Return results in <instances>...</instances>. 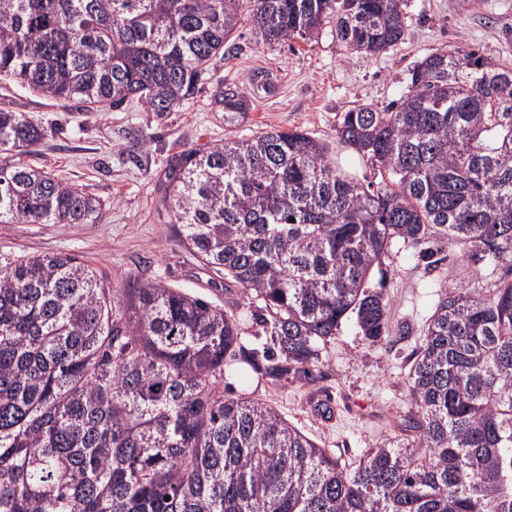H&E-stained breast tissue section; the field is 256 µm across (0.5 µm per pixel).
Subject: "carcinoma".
<instances>
[{
    "label": "carcinoma",
    "instance_id": "1",
    "mask_svg": "<svg viewBox=\"0 0 512 512\" xmlns=\"http://www.w3.org/2000/svg\"><path fill=\"white\" fill-rule=\"evenodd\" d=\"M404 0H253L266 42L326 19L369 56L404 38ZM242 0H0V76L52 99L169 112L210 79ZM408 93L343 113L336 143L263 131L173 156L184 239L259 304L268 374L306 371L350 322L394 332L383 283L398 243L448 241L512 273V68L436 49ZM228 117L249 100L221 84ZM46 135L0 109V224H88L80 186L21 159ZM241 320L161 283L105 287L66 254L0 251V512H512V278L438 293L396 437L353 464L268 404L224 397ZM170 500H165V497ZM342 156L347 158L351 164L356 169V172L361 179V182L364 184L365 187L370 184V190L376 189L378 186V183L381 181L380 175L377 173V171H373L371 167H368L366 163H364L361 159L359 160L357 154L353 152L351 149H343L341 151Z\"/></svg>",
    "mask_w": 512,
    "mask_h": 512
}]
</instances>
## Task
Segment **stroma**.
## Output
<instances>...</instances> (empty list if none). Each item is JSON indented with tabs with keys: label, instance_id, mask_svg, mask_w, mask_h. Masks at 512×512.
<instances>
[{
	"label": "stroma",
	"instance_id": "35a3bbf8",
	"mask_svg": "<svg viewBox=\"0 0 512 512\" xmlns=\"http://www.w3.org/2000/svg\"><path fill=\"white\" fill-rule=\"evenodd\" d=\"M403 12V42L374 57L346 49L332 19L311 40L272 44L242 21L237 37L212 60L209 84L171 112H150L133 101L99 111L0 80V109L30 113L50 129L33 162L102 203L92 224H0V247L69 254L119 292L160 282L247 315L241 347L228 359L234 371L224 376L225 396L244 393L272 405L319 447L349 463L383 445L398 434L409 409L405 379L441 286L476 285L486 277L483 264L459 260L457 249L447 247L442 263L430 267L418 249L393 247L391 316L408 323L411 335L372 346L346 326L308 373L259 374L248 360L266 338L250 320L240 286L188 248L163 198L168 159L200 144L295 129L335 144L343 112L399 100L410 67L434 50H474L512 64V0H405ZM255 74L273 85L272 93L254 90ZM221 83L236 84L250 99L246 114L229 120L215 111L211 96Z\"/></svg>",
	"mask_w": 512,
	"mask_h": 512
}]
</instances>
